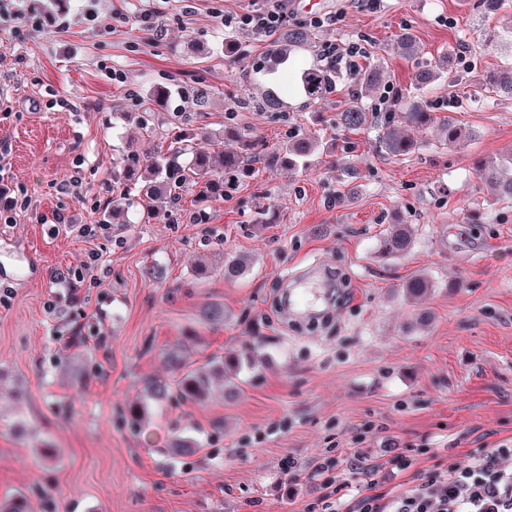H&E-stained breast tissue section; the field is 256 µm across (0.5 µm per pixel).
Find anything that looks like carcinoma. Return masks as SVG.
I'll use <instances>...</instances> for the list:
<instances>
[{
	"label": "carcinoma",
	"mask_w": 512,
	"mask_h": 512,
	"mask_svg": "<svg viewBox=\"0 0 512 512\" xmlns=\"http://www.w3.org/2000/svg\"><path fill=\"white\" fill-rule=\"evenodd\" d=\"M311 42V33L299 26L288 29L286 36L275 41L272 54L281 64L288 63V55L296 48ZM449 54L445 53L428 68L415 77L416 85L422 92L434 89V83L450 77ZM382 61L378 60L359 71L354 78L351 95L344 107L337 112V123L354 131L363 129L369 122V111L362 103L366 97L377 92L381 83ZM336 69L324 65L303 70L297 84L306 105L314 106L336 89ZM483 89L512 97V62L496 72L481 78ZM407 118L417 127L437 125L442 133V144L455 147L463 143L466 135L450 116H437L426 108L407 102L403 96L396 97L389 111L381 114L380 121L385 129L382 144L386 152L394 157L407 156L419 150L418 143L400 135L397 124ZM207 132L201 128L178 129L173 134H164L156 144V153L145 166L139 164L136 151H128L121 169L113 173V181L119 192V199L112 202L104 223H112L113 213L117 212L122 201L138 203L147 215H152L154 202L165 199L173 205L181 206L184 196L191 190L214 200L226 198L230 184L234 183V173L243 169L244 158L249 145L237 139V146L221 150L216 154L197 148V142L206 138ZM318 148V142L309 135L296 134L282 145L263 155L268 163H278L288 175L306 166L309 157ZM474 175L488 185L494 200L512 201V154L507 159L496 162L488 160L479 163ZM413 228L410 224H393L380 238L379 252L388 258L401 257L412 244ZM250 266L249 259L235 256L224 259V276L236 277ZM434 288V282L426 274H418L408 279L402 286V293L409 301L425 297ZM167 363L172 372L170 380H150L146 393L153 401H163L171 395L191 403H203L211 398L210 380L224 376L234 370L235 358L212 355L202 361L189 360L184 355L182 344L166 351Z\"/></svg>",
	"instance_id": "1"
}]
</instances>
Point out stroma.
I'll return each instance as SVG.
<instances>
[{"label":"stroma","instance_id":"stroma-1","mask_svg":"<svg viewBox=\"0 0 512 512\" xmlns=\"http://www.w3.org/2000/svg\"><path fill=\"white\" fill-rule=\"evenodd\" d=\"M265 5L71 0L63 10L56 0H9L0 14L1 27L32 10L47 20L0 47V99L12 106L0 114V171L29 199L12 222L0 220V501L23 496L28 512H302L321 492L311 468L324 457L337 458L340 479L390 497L418 474L512 442V204L494 201L473 174L476 160L512 154V97H486L476 81L512 57L483 44L512 29V17L484 13L479 0L373 9L291 0L289 24L343 20L312 29L313 45L274 82L324 64L326 42H359L368 60L384 58V85L474 133L449 148L436 129L405 122L420 148L398 158L375 125H335L348 74L314 107L293 92L281 112L258 108L251 80L275 39L237 32L241 47L225 57L221 17ZM145 12L157 32L142 30ZM407 33L417 40L411 58L396 52ZM463 36L478 47L456 63L461 81L420 94L415 73ZM108 64L123 82L107 78ZM159 84L173 91L163 108L151 97ZM228 124L260 150L297 133L322 148L290 177L253 161L231 199L190 194L187 215L159 201L150 222L116 224L92 241L74 232L100 222L112 164L127 148L145 164L158 129L219 136ZM73 175L79 194L59 192ZM400 219L415 227L410 250L380 256L382 231ZM93 250L104 284L70 296L59 278ZM242 253L253 258L242 276L196 279L200 256L220 265ZM153 265L162 280L147 276ZM420 272L434 288L407 302L398 289ZM210 303L223 304V322L201 319ZM187 336L198 361L260 339L238 397L145 399L147 380L171 375L166 350ZM137 403L148 415L136 427L127 411ZM178 435L197 450L168 453ZM357 448L410 466L390 481L366 479L345 464ZM287 455L306 464L289 479L279 469Z\"/></svg>","mask_w":512,"mask_h":512}]
</instances>
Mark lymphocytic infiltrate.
<instances>
[{
	"label": "lymphocytic infiltrate",
	"instance_id": "1",
	"mask_svg": "<svg viewBox=\"0 0 512 512\" xmlns=\"http://www.w3.org/2000/svg\"><path fill=\"white\" fill-rule=\"evenodd\" d=\"M335 468L332 457L315 465L313 473L322 492L304 512H512V447L505 445L470 455L456 468L452 481L432 470L421 474L418 484L404 493L388 499L362 495L343 511L336 506L337 495L348 485Z\"/></svg>",
	"mask_w": 512,
	"mask_h": 512
}]
</instances>
